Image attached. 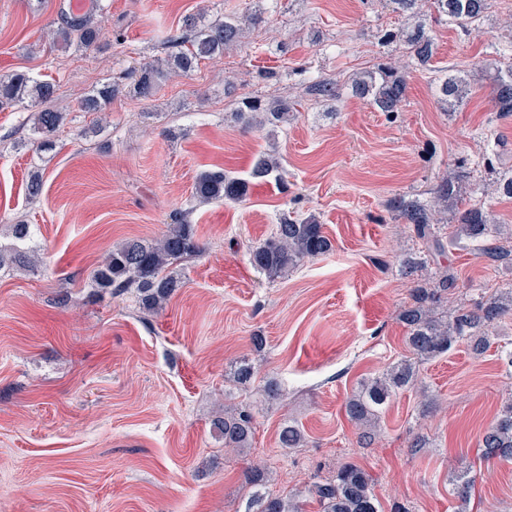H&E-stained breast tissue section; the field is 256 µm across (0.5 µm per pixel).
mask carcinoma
I'll return each instance as SVG.
<instances>
[{"mask_svg":"<svg viewBox=\"0 0 512 512\" xmlns=\"http://www.w3.org/2000/svg\"><path fill=\"white\" fill-rule=\"evenodd\" d=\"M396 5L407 24L382 36L385 44L404 48L419 66H431L435 53L432 23L443 20L467 30L487 9V0H430L433 14L422 11V0H389ZM103 10L102 0H91V8L84 14L72 11L69 0H60L57 10L53 43L74 47L82 52L96 50L104 36L97 14ZM264 22L262 12L251 11L240 16L229 15L205 21L198 16L183 20L184 30L191 35L171 37L165 57L143 62L132 68L119 81L107 82L94 89L83 103L89 112H101L112 98L124 93L145 101L153 98L159 85L171 74H188L200 61L224 53V50L242 42L246 29ZM507 59L497 69L494 80V111L503 116L512 115V40L500 51ZM469 82L466 76L450 74L439 86L440 102L446 111H454L467 96ZM351 91L361 98H369L375 107L390 115L400 111L406 97L407 76L398 67L380 64L377 70L366 72L351 83ZM55 85L19 72L0 77V103L29 101L38 106L49 101ZM305 94L314 99H338L336 80L321 76L310 82ZM294 104L281 99L262 100L256 97L241 99L237 120L246 129L254 127L273 129L288 122ZM32 129L38 135L36 151L51 152L56 147V133L64 126L66 113L49 107L33 112ZM282 179L281 163L272 154H263L254 162L249 177L232 176L223 169L200 172L195 180L193 198L200 203L238 202L249 190V179ZM470 172L463 165L448 171L429 189L431 199L419 194H399L387 200L385 207L399 224L409 225L419 247L400 260V272L411 283L409 301L399 313L406 328L405 343L409 355L389 367L385 373L367 378L348 399L345 412L359 430V439L370 440L377 432L382 409L398 390L415 387L419 383V366L447 354L457 344H469L479 356L490 344L489 330L508 316H512V289L494 291L473 306L461 304L452 312L442 308L458 289L457 275L448 266H439L432 284L418 278L433 258L445 254L443 237L439 234L441 218L449 216V241L467 240L476 245L478 254L491 265L507 261L512 264V232H506L495 217L479 204L468 202ZM11 236L18 244L0 247V270L14 268L28 270L36 261L28 249L20 247L30 237L27 224L9 225ZM332 250V242L325 234L323 224L314 215L307 217L294 211L279 217L273 233L253 246L249 252L252 266L270 279L282 278L306 259H315ZM204 246L197 236L195 225L187 216H176L158 239L127 240L112 248L105 260L93 270L94 287L115 296L135 293L140 309L153 313L163 307L180 286L179 278L169 271L173 265L187 258L199 256ZM253 361L242 358L230 369V379L241 387L255 379ZM213 430L224 439V447L240 452L251 447L254 437V416L248 406H225L224 416L213 420ZM305 436L294 425H286L280 432V443L285 448H298ZM484 460H512V401L502 407L495 422L485 431L479 445ZM470 471L457 474L451 480V494L458 503V512H467L474 490ZM307 493L319 506L320 512H380L372 480L361 467L348 463L337 470L334 479L312 482ZM256 512H302L291 497L258 496Z\"/></svg>","mask_w":512,"mask_h":512,"instance_id":"1","label":"carcinoma"}]
</instances>
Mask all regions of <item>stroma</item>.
<instances>
[{
	"instance_id": "obj_1",
	"label": "stroma",
	"mask_w": 512,
	"mask_h": 512,
	"mask_svg": "<svg viewBox=\"0 0 512 512\" xmlns=\"http://www.w3.org/2000/svg\"><path fill=\"white\" fill-rule=\"evenodd\" d=\"M58 3L0 0V76L52 82L67 114L55 149L39 154L31 107H0V224L30 225L38 258L32 272L0 270V512H248L256 494L305 495L345 463L370 475L382 512H455L450 481L465 469L475 477L469 512H512V464L477 457L483 431L512 401L500 358L512 349V320L480 358L460 345L424 363L420 387L391 400L370 447L344 412L362 378L406 354L400 260L416 241L386 200L427 192L457 161L474 160L483 165L474 202L512 228V198L491 187L512 170V117L498 118L492 103L512 0H488L466 32L434 24L431 70L382 44V30L404 22L388 0H103L95 53L50 46ZM258 8L265 26L164 81L152 103L119 95L105 112L82 111L95 87L164 57L184 16ZM396 60L408 73L400 112L349 94L352 76ZM454 67L471 90L447 113L436 85ZM321 76L338 80L339 100L304 96ZM249 96L297 102L296 117L272 138L243 129L233 113ZM272 148L282 180H253L236 203L194 200L201 171L240 176ZM36 168L43 189L32 198ZM184 210L205 251L184 263L162 310L146 314L133 295L91 287L113 246L160 238ZM287 211L316 215L334 249L271 280L249 250ZM445 259L468 299L512 282V268L487 266L472 244ZM256 334L266 338L259 353ZM246 356L259 375L230 389L225 378ZM269 379L279 400L260 394ZM427 397L437 403L430 413ZM242 401L256 412L244 453L212 430L225 403ZM287 422L304 431V447H280ZM417 436L426 447L411 448ZM253 466L269 477L262 488L243 479Z\"/></svg>"
}]
</instances>
